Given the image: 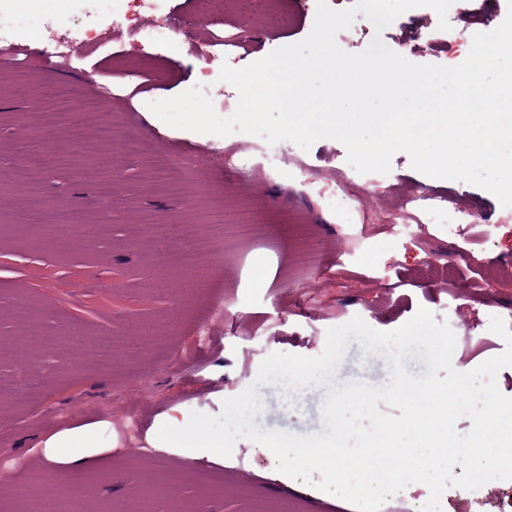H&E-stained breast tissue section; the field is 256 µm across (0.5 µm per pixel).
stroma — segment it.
<instances>
[{
    "label": "stroma",
    "instance_id": "1",
    "mask_svg": "<svg viewBox=\"0 0 512 512\" xmlns=\"http://www.w3.org/2000/svg\"><path fill=\"white\" fill-rule=\"evenodd\" d=\"M279 8L280 23L235 5L203 21L195 0H142L144 19L171 30L159 48L121 27L119 0H53L48 7L42 0H0V36L20 59L0 62V512L33 505L38 512H87L91 507L75 494L82 486L95 490L96 512H175L185 501L193 512H357L316 489L320 473L308 485L278 472L261 445L238 440L228 457L159 448L158 427L170 416L184 425L194 412L219 415L224 400L252 386L260 430L325 433L329 386L293 391L256 378L269 354L318 356L327 330L356 317L387 332L427 308L454 332L452 365L461 372L504 351L489 326L503 315L512 330V207L493 194L426 176L403 152L394 154L389 173H359L333 139L307 150L282 141L288 161L273 169L263 163L260 137L240 134L233 155L223 137L171 127L149 110V103L199 85L232 115L239 94L220 81L222 67H245L306 38L317 0H280ZM506 15L507 0H455L449 30H440L432 8L418 7L378 33L360 13L337 43L359 53L378 36L413 63L455 66L473 35L495 30ZM220 32L236 35L232 49L218 45ZM62 41L73 44L76 61L45 65L46 47ZM106 85L112 96L101 110L80 111L84 98ZM60 98L73 105L60 126L79 123L92 132L110 123L141 139V151L113 169L69 148L58 129L47 134L58 161L44 174L43 203L80 213L89 224L109 220L111 238L40 233L24 222L30 199L14 172L41 151L26 135L30 114L53 111ZM161 164L189 179L188 193L151 185L152 169ZM343 180L357 191L329 207L328 193ZM414 195L422 206L409 205ZM255 200L307 226L320 243L317 264L291 269L288 233L271 224L257 239H227L220 253H208L209 295L183 299L179 287L193 276L183 258L196 245L171 237L165 262H158L142 215L158 224H201L208 205L244 208ZM440 204L467 212V237L449 239L433 213ZM205 306L223 315L214 319L210 340L199 344L197 313ZM21 321L41 344L11 345ZM389 381L386 358L353 340L331 386ZM129 414L139 422L131 439L120 429ZM99 421L107 424L99 433L104 451L91 474L57 475L46 492L28 485L29 470L41 465L40 439ZM500 488L512 482L447 488L442 512H493L490 498Z\"/></svg>",
    "mask_w": 512,
    "mask_h": 512
}]
</instances>
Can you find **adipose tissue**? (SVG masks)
<instances>
[{
    "instance_id": "obj_1",
    "label": "adipose tissue",
    "mask_w": 512,
    "mask_h": 512,
    "mask_svg": "<svg viewBox=\"0 0 512 512\" xmlns=\"http://www.w3.org/2000/svg\"><path fill=\"white\" fill-rule=\"evenodd\" d=\"M97 425L66 428L47 436L41 443L46 467L68 472L86 469L89 459L97 455Z\"/></svg>"
}]
</instances>
